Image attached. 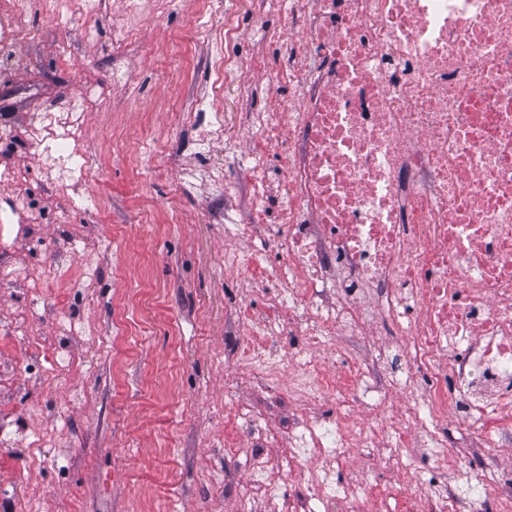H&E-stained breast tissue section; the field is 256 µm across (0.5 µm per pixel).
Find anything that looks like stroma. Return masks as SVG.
<instances>
[{
	"mask_svg": "<svg viewBox=\"0 0 512 512\" xmlns=\"http://www.w3.org/2000/svg\"><path fill=\"white\" fill-rule=\"evenodd\" d=\"M250 2L212 4L238 21L231 82L215 80L209 31L181 36L198 0H171L160 17L127 14L126 0H96L88 16L33 9L25 22L42 39L20 47L24 66L0 61V108L18 133L0 148V169L23 172L42 195L39 209L16 221L41 225L49 244L74 235L99 259L93 280L75 281L71 264L50 279L46 308L24 288H0V422L14 432L0 444V512H132L137 502L144 512H265L251 484L254 432L240 415L260 412L274 427L263 455L282 467L294 446L278 430L288 407L236 358L252 336L265 340L268 360L283 359L298 339L288 309L272 306L279 279L241 280L232 258L245 247L214 219L223 210L248 216V172L229 170L222 193L211 181L226 168L228 146L257 147L246 128L270 107L267 78L284 64L250 23ZM122 24L135 30L124 45ZM202 96L223 106L226 125L205 153L195 148L204 115L184 119ZM78 98L87 101L94 172L64 197L43 181L41 153L25 133L37 113L68 111ZM140 125L168 137L126 154L114 137ZM194 170L197 189L183 194ZM20 316L35 342L9 334ZM63 317L92 318L95 330L59 337ZM322 465L337 482L375 489L358 512H401L389 490L423 478L429 462L392 466L383 448L354 447L344 464L327 457Z\"/></svg>",
	"mask_w": 512,
	"mask_h": 512,
	"instance_id": "obj_1",
	"label": "stroma"
}]
</instances>
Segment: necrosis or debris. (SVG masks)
<instances>
[{"label": "necrosis or debris", "mask_w": 512, "mask_h": 512, "mask_svg": "<svg viewBox=\"0 0 512 512\" xmlns=\"http://www.w3.org/2000/svg\"><path fill=\"white\" fill-rule=\"evenodd\" d=\"M275 11L294 34L279 44L288 64L271 74L272 105L251 135L281 146L284 192L258 194L254 206L274 209L276 223L260 230L231 218L227 230L246 243L262 235L282 258L278 302L306 345L262 366L254 339L237 360L293 405L283 426L296 442L292 468L259 461L253 481L268 512L291 476L302 482L296 512H335L363 488L316 461L381 438L396 465L410 433L434 477L404 487L406 512H512V478L487 451L493 440L512 444V0H255L250 19L260 28ZM23 15L24 0H0V59L16 60L35 39ZM29 142L42 145L59 193L92 170L77 114L45 113ZM39 204L26 190L0 210V240L24 237L42 256L36 227L12 221ZM377 324L403 337L406 371L386 349L362 358L330 344ZM321 347L346 382L326 374ZM417 370L425 394L404 420L350 422V409L383 407ZM311 397L336 400L335 420L312 416ZM450 414L464 432L448 434Z\"/></svg>", "instance_id": "obj_1"}]
</instances>
